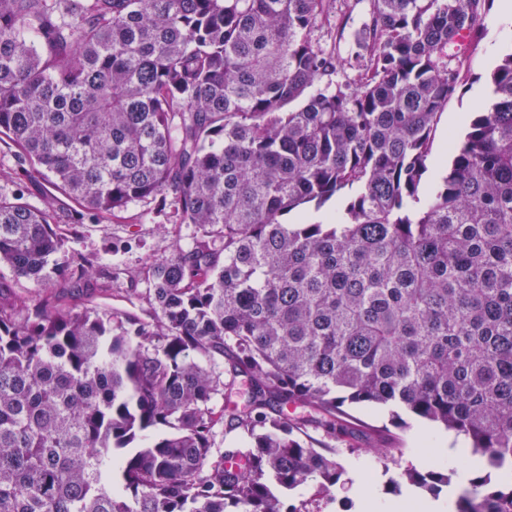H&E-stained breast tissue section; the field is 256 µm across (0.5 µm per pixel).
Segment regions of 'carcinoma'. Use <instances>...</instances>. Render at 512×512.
Returning <instances> with one entry per match:
<instances>
[{"label":"carcinoma","instance_id":"1","mask_svg":"<svg viewBox=\"0 0 512 512\" xmlns=\"http://www.w3.org/2000/svg\"><path fill=\"white\" fill-rule=\"evenodd\" d=\"M482 2L373 0L352 89L312 37L333 0H0V136L45 181L39 206L0 195V264L37 288L0 282V512H312L285 497L343 470L301 433L351 436L347 402L465 436L457 512H512V51L432 163ZM58 194L96 215L170 194L202 230L151 266L154 324L58 303L91 277L52 263ZM250 441L242 429H229L224 422L215 428L214 447L216 452H224L227 448L245 449Z\"/></svg>","mask_w":512,"mask_h":512}]
</instances>
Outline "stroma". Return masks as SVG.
<instances>
[{"mask_svg":"<svg viewBox=\"0 0 512 512\" xmlns=\"http://www.w3.org/2000/svg\"><path fill=\"white\" fill-rule=\"evenodd\" d=\"M371 0H336V13L331 28L317 30L313 38L326 49H337L344 61V69L337 79L354 83L358 78L356 36L368 21ZM500 0H486L480 20V36L467 43L461 69L462 89L449 100L438 122L432 152L441 161H449L450 142L463 139L477 112L482 111L487 95L488 79L503 54L512 48V23H498ZM43 184L27 179L16 161L14 150L7 140H0V193L12 194L23 190L28 201H38ZM73 203L59 197L57 224L65 236V245L53 261L59 265L89 262L92 277L84 294L64 293L61 299L72 308L93 303L112 316L134 318L144 323L154 319L148 299V270L157 259L167 256L175 248H189L201 231L194 224L176 221L173 198L146 199L128 206L124 211L93 218L73 216ZM345 419L358 437H365L367 428H375L376 439L398 448L395 464L381 466L371 457L340 451L338 460L345 470L340 482L332 490L333 499L325 512H361L353 495L352 465L364 467L372 478L376 495L387 502L403 505L428 500L427 492L400 483L399 473L414 466L416 455L425 453L428 439L440 435L437 427H424L422 422L403 415L393 420L390 409L370 410L359 405H345Z\"/></svg>","mask_w":512,"mask_h":512,"instance_id":"stroma-1","label":"stroma"}]
</instances>
